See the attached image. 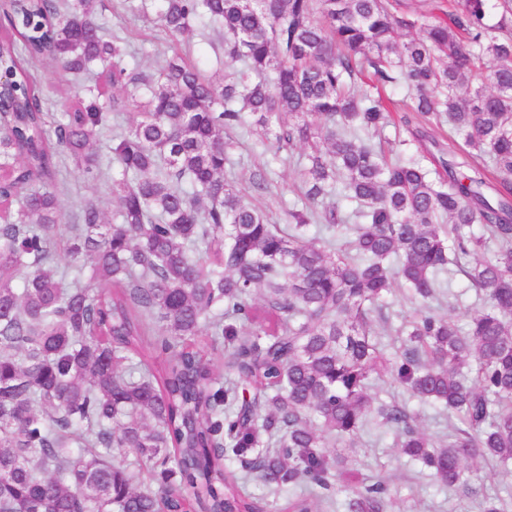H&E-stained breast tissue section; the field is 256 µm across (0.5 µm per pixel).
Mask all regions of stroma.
Segmentation results:
<instances>
[{"instance_id":"35a3bbf8","label":"stroma","mask_w":512,"mask_h":512,"mask_svg":"<svg viewBox=\"0 0 512 512\" xmlns=\"http://www.w3.org/2000/svg\"><path fill=\"white\" fill-rule=\"evenodd\" d=\"M144 12L124 10L120 0H95L94 10L107 28L124 38L127 49L133 53L140 70L153 73L164 49L162 33L152 23L154 0H145ZM31 70L45 89L50 109L61 112L75 106L95 87V78L75 79L63 74L48 59L35 62ZM381 137L397 155L421 160L430 173H442L445 162L451 161L459 145L447 127L424 121L416 113L399 112L394 123L388 125ZM236 147L233 151L231 173L245 188L249 201L261 205L274 221L284 222V211L297 203L302 193L300 173L289 160L287 152H275L271 145L261 143L252 131L251 124H244L233 132ZM262 171L268 177L267 188L255 192L250 186L253 173ZM67 188L60 195L65 211H72L78 197L92 195L98 198L106 218H113L118 202L109 180L85 182L74 163H67L64 171ZM441 291L449 295L450 305L438 306L441 314L452 316L460 328H467L470 318L483 311L486 302L458 272L440 275ZM383 321L378 330L381 341L388 350L398 346L389 330L409 319L418 303L403 289H395L383 302ZM372 397L375 404H396L416 415L421 428L436 442L448 439V414L441 408L425 404L402 387L388 380L378 381ZM348 466L364 476L387 480L390 489L392 512H481L482 495L512 494V462L502 465L495 462H478L473 485L475 495L464 497L448 490L434 479L420 463L401 454L395 443V431L382 423L379 417H370L367 425L346 449Z\"/></svg>"}]
</instances>
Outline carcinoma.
Returning a JSON list of instances; mask_svg holds the SVG:
<instances>
[{
  "label": "carcinoma",
  "mask_w": 512,
  "mask_h": 512,
  "mask_svg": "<svg viewBox=\"0 0 512 512\" xmlns=\"http://www.w3.org/2000/svg\"><path fill=\"white\" fill-rule=\"evenodd\" d=\"M93 2L6 0L0 20L12 74L0 86V512H178L184 499L195 512H269L232 457L275 494L305 487L277 512H318L338 477L350 512H387L389 484L341 472L327 451L352 446L374 412L450 489L473 492L478 460L512 461V0H463L408 39L401 0H161L171 45L152 74L129 65ZM196 23L222 46L228 79L176 48ZM42 57L76 75L101 64L112 92L48 112L29 69ZM364 66L373 88L404 85L413 111L464 140L448 179L374 143L390 108L355 90ZM248 114L277 148L303 146L306 190L286 232L226 176L228 133ZM63 153L91 182L117 164L115 223L94 196L62 211ZM311 224H352L354 238L310 242ZM491 242L492 257L461 265ZM450 266L487 303L465 332L429 306ZM396 285L421 307L389 354L373 315ZM147 336L167 365L148 363ZM221 346L227 383L204 355ZM386 377L448 411L447 442L402 407L373 406ZM116 448L153 484L114 463Z\"/></svg>",
  "instance_id": "1"
}]
</instances>
